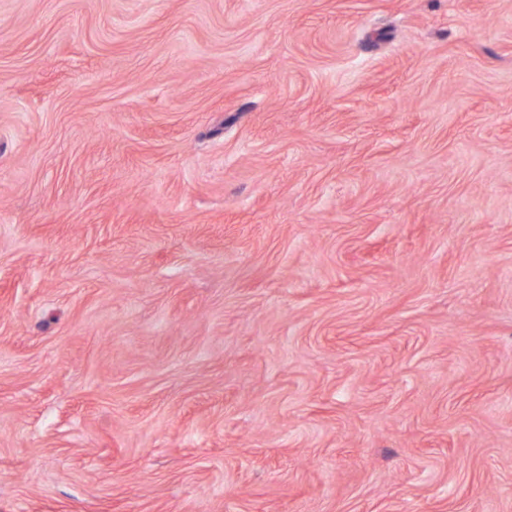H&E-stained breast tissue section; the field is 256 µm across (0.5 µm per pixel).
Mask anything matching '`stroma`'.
Instances as JSON below:
<instances>
[{"mask_svg": "<svg viewBox=\"0 0 512 512\" xmlns=\"http://www.w3.org/2000/svg\"><path fill=\"white\" fill-rule=\"evenodd\" d=\"M0 512H512V0H0Z\"/></svg>", "mask_w": 512, "mask_h": 512, "instance_id": "obj_1", "label": "stroma"}]
</instances>
